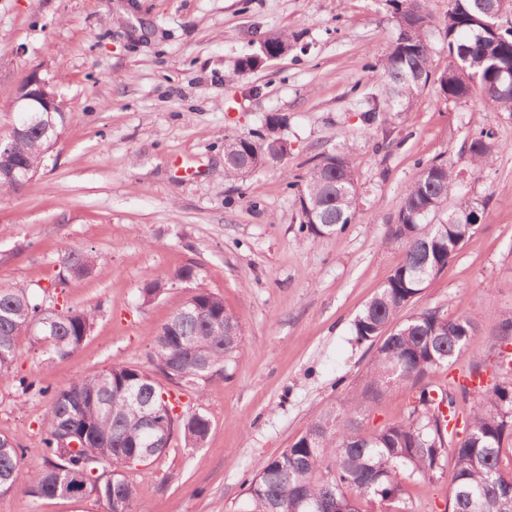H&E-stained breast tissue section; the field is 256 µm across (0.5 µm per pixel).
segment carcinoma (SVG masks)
<instances>
[{
	"mask_svg": "<svg viewBox=\"0 0 512 512\" xmlns=\"http://www.w3.org/2000/svg\"><path fill=\"white\" fill-rule=\"evenodd\" d=\"M398 35L379 67L381 97L373 99L362 121L377 128L411 111L430 86L448 99L479 96L484 108L512 113V23H500L502 0H449L445 20L448 69L433 68L427 42L429 14L425 0H392ZM498 26L493 32L482 22ZM286 32L266 37L258 51L239 60L242 73L261 66L265 53H288ZM284 115L267 117L262 131L224 143L233 156L225 174L244 176L247 170L273 165L288 156L281 146L271 156ZM58 134L49 137L34 126L12 140L13 156L37 173ZM474 167L490 162L499 151L495 133L478 127L466 141ZM300 224L314 236L344 230L356 218L357 179L343 151L322 152L296 181ZM458 196L448 221L434 218ZM483 211L461 197L458 174L444 160L419 165L409 184L388 236L404 248V258L354 320L358 340L379 341L362 390L313 419L280 455L263 461L249 482L246 512H369L366 506L402 499L403 482L411 477L432 482L448 478V512H512V371L501 373L492 388L434 387L428 379L448 367L475 336V323L463 311L450 319L437 309L404 315L406 308L429 282L453 260L477 231ZM102 269L91 250L77 249L64 261L59 282L80 279ZM163 290L162 283L146 279L140 297L148 303ZM95 315L89 310L57 311L28 287L0 284V379L15 376L17 341L27 337L42 348L47 362L69 358L90 334ZM243 345L237 318L218 294L200 288L174 310L152 340L146 371L113 365L67 384L36 387L18 379L21 392L34 388L51 394L43 421L48 460L38 470H24L22 448L13 437L0 435V494L20 484L37 498L80 499L96 495L110 512H132L138 490L125 474L127 462L141 463L139 454L151 433L144 413L155 415L159 443L153 457L169 448L178 435L188 446L199 447L210 431V421L199 411L176 413L178 398L172 388L202 393L205 383L236 359ZM172 385L162 386L155 374ZM416 389L406 419L371 432L363 428L369 406L395 388ZM470 402L463 438L450 422L460 402ZM75 435L80 448H64L60 438ZM99 458L109 472L95 475L88 460ZM452 458L446 471L444 461Z\"/></svg>",
	"mask_w": 512,
	"mask_h": 512,
	"instance_id": "obj_1",
	"label": "carcinoma"
}]
</instances>
